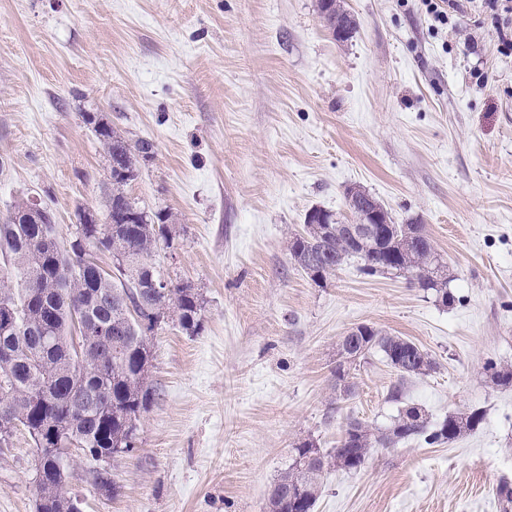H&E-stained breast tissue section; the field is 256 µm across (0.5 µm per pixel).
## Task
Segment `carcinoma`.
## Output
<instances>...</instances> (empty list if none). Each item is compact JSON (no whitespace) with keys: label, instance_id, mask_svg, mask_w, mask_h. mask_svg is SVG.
<instances>
[{"label":"carcinoma","instance_id":"obj_1","mask_svg":"<svg viewBox=\"0 0 512 512\" xmlns=\"http://www.w3.org/2000/svg\"><path fill=\"white\" fill-rule=\"evenodd\" d=\"M318 14L338 41L358 30L357 19L341 0H318ZM86 123L92 124L108 162L112 191L104 211L78 208V224L65 247L50 212L32 210L30 200L17 203L0 220V396L11 422L8 437L26 431L40 455L37 512H80L64 493L73 459L62 449L77 442L84 455L102 461L135 438L154 397L151 336L167 315L191 336L202 328L204 306L197 289L174 281L151 262L155 252L173 248L177 240L172 213L148 211L126 192L138 177L139 159L153 153V144L125 137L104 117ZM377 214L383 236L362 245L349 239L344 225L329 213L323 224H305L290 239L291 260L324 281L352 258L360 260L366 275L401 268L419 287L441 293L442 303L450 304L446 265L433 244L427 239L406 243V225L395 223L381 203ZM98 253L119 256L122 262L107 270L97 262ZM338 347L350 349L356 362L381 351L402 381L435 367L431 355L411 340L370 326L357 336L342 337ZM485 370L493 384L512 385L511 366L489 362ZM35 396L40 403H33ZM481 420L473 411L450 415L432 427L424 410L408 405L384 430L349 422L331 452L303 441L271 487L268 512H314L329 469H356L373 449L403 440L448 443ZM95 483L114 496L119 492L105 468L95 471Z\"/></svg>","mask_w":512,"mask_h":512}]
</instances>
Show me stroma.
Returning a JSON list of instances; mask_svg holds the SVG:
<instances>
[{
  "label": "stroma",
  "instance_id": "stroma-1",
  "mask_svg": "<svg viewBox=\"0 0 512 512\" xmlns=\"http://www.w3.org/2000/svg\"><path fill=\"white\" fill-rule=\"evenodd\" d=\"M343 5L360 27L339 42L318 0H0V219L38 200L65 241L78 207L102 209L107 163L82 115H107L153 143L127 192L173 212L180 236L154 261L204 301L199 335L153 337L155 401L108 464L119 495L76 456L65 491L82 512H266L298 443L332 450L349 421L384 429L406 405L483 420L331 469L314 512H500L512 387L484 366L512 365V26L484 0H450L438 28L420 0ZM354 185L423 225L451 304L354 261L320 286L293 264L307 212L350 223ZM360 324L434 370L403 380L376 351L336 397V345ZM36 464L28 434L0 450V512H35Z\"/></svg>",
  "mask_w": 512,
  "mask_h": 512
}]
</instances>
